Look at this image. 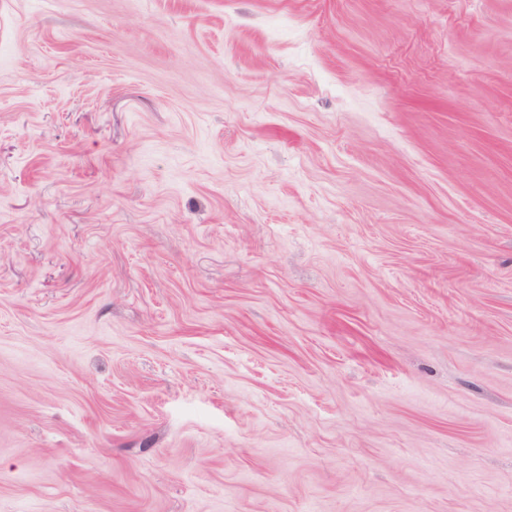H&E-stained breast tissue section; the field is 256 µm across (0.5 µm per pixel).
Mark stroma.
<instances>
[{
  "mask_svg": "<svg viewBox=\"0 0 512 512\" xmlns=\"http://www.w3.org/2000/svg\"><path fill=\"white\" fill-rule=\"evenodd\" d=\"M0 512H512V0H0Z\"/></svg>",
  "mask_w": 512,
  "mask_h": 512,
  "instance_id": "35a3bbf8",
  "label": "stroma"
}]
</instances>
